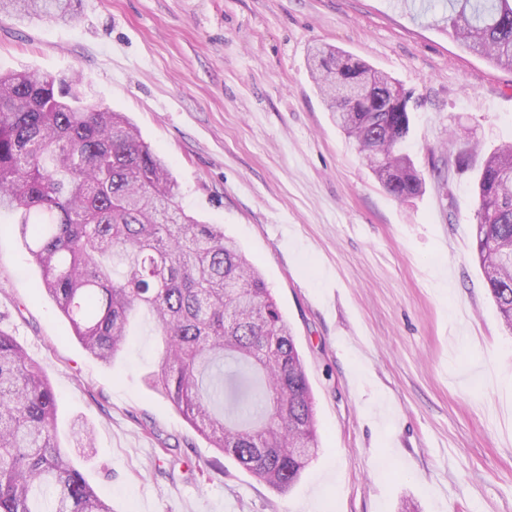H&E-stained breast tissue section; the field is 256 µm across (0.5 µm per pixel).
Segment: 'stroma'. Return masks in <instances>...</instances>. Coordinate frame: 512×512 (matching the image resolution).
Wrapping results in <instances>:
<instances>
[{
  "label": "stroma",
  "instance_id": "obj_1",
  "mask_svg": "<svg viewBox=\"0 0 512 512\" xmlns=\"http://www.w3.org/2000/svg\"><path fill=\"white\" fill-rule=\"evenodd\" d=\"M315 45L413 91L420 194L394 199L350 148ZM25 67L80 74L168 160L179 207L260 268L314 397L322 450L279 493L145 386L147 329L110 365L83 349L0 212V332L47 374L59 437L114 512H512V335L472 253L480 157L454 165L456 130L483 154L512 139V71L415 0H81L67 25L0 18V70Z\"/></svg>",
  "mask_w": 512,
  "mask_h": 512
}]
</instances>
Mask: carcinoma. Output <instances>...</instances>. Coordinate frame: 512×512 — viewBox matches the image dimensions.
I'll use <instances>...</instances> for the list:
<instances>
[{
  "label": "carcinoma",
  "instance_id": "cac0c4a2",
  "mask_svg": "<svg viewBox=\"0 0 512 512\" xmlns=\"http://www.w3.org/2000/svg\"><path fill=\"white\" fill-rule=\"evenodd\" d=\"M74 0H0V14L71 23ZM437 23L512 71V0H441ZM311 71L336 125L387 192L423 181L404 152L413 92L360 59L316 47ZM512 141L488 154L475 190L474 251L512 335ZM167 161L122 112L88 101L75 77L0 71V211L46 292L92 356L111 364L133 316L162 345L149 389L211 446L284 493L317 455L314 402L292 330L270 289L217 224L181 212ZM44 371L0 333V512H114L56 431Z\"/></svg>",
  "mask_w": 512,
  "mask_h": 512
}]
</instances>
